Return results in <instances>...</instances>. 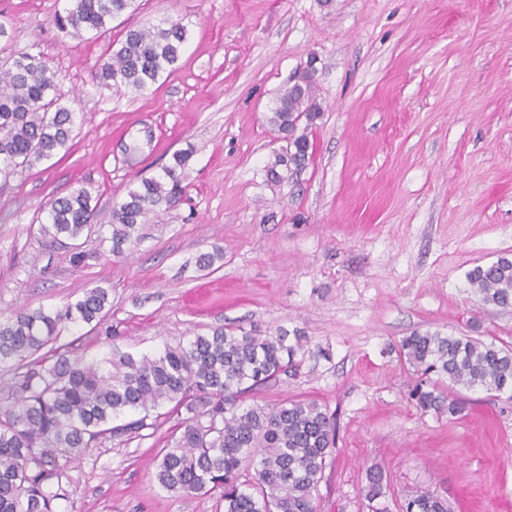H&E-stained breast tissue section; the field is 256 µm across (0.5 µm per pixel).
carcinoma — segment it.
Masks as SVG:
<instances>
[{"mask_svg": "<svg viewBox=\"0 0 512 512\" xmlns=\"http://www.w3.org/2000/svg\"><path fill=\"white\" fill-rule=\"evenodd\" d=\"M56 27L75 37L98 36L134 0H66ZM187 39L180 20L129 30L95 78L117 90L142 91L172 70ZM57 74L41 55H10L0 64V179L29 169L68 148L75 113L55 94ZM315 68L308 65L277 96L268 122L286 146L267 167L268 179L288 181L304 167L310 134L321 108ZM189 153L174 156L163 174L143 179L112 205L109 252L133 251L149 216L175 207L184 194ZM92 192L82 187L50 202L40 234L50 242H74V265L91 254L80 241L99 233ZM470 288L486 304L512 307V257L467 274ZM108 289L87 288L63 310L17 309L0 320V366L13 369L0 404V512H58L66 463L115 437L151 428V415L164 405L191 416L177 424L156 459L155 479L180 496L215 497L222 512H317L316 492L327 457L336 447V419L311 399L274 405L246 403L247 395L281 376L296 373L300 337L217 329L167 345L155 355L113 349L101 362L71 357L55 348L64 322L99 325L110 308ZM399 355L416 369L410 397L423 413L457 417L464 402L458 388H481L512 401V346L470 336L415 331L403 338ZM366 498L384 494L386 475L366 470ZM401 512H448L432 492L406 499Z\"/></svg>", "mask_w": 512, "mask_h": 512, "instance_id": "carcinoma-1", "label": "carcinoma"}]
</instances>
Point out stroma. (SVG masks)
Returning <instances> with one entry per match:
<instances>
[{
    "label": "stroma",
    "mask_w": 512,
    "mask_h": 512,
    "mask_svg": "<svg viewBox=\"0 0 512 512\" xmlns=\"http://www.w3.org/2000/svg\"><path fill=\"white\" fill-rule=\"evenodd\" d=\"M65 0H0L12 53L43 55L76 114L68 150L0 181V318L111 293L97 328L59 343L101 360L154 354L228 326L302 337L297 376L251 394L314 399L337 421L319 512H399L420 490L450 512H512V402L464 391L456 419L421 413L398 356L415 331L512 345V308L484 305L467 273L512 255V0H136L98 37L58 31ZM170 18L188 38L146 91L94 74L126 31ZM316 68L313 152L268 182L282 142L267 115L288 80ZM189 152L185 195L141 228L126 257L70 261L38 228L48 203L82 186L97 223L141 179ZM220 251L208 269L196 258ZM177 415L68 464L59 512H217L153 476ZM387 475L364 496L366 469Z\"/></svg>",
    "instance_id": "obj_1"
}]
</instances>
